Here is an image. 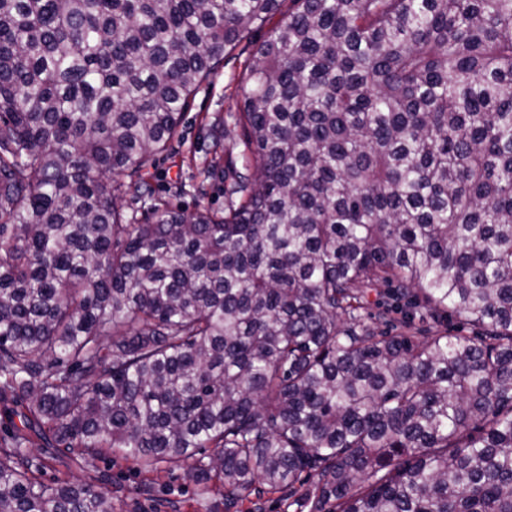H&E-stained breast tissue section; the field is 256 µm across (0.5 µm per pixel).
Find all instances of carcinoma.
I'll list each match as a JSON object with an SVG mask.
<instances>
[{
	"mask_svg": "<svg viewBox=\"0 0 512 512\" xmlns=\"http://www.w3.org/2000/svg\"><path fill=\"white\" fill-rule=\"evenodd\" d=\"M236 51L224 214L125 216ZM379 287L476 334L378 335ZM8 402L0 512H113L36 439L229 506L512 512V0H0Z\"/></svg>",
	"mask_w": 512,
	"mask_h": 512,
	"instance_id": "1",
	"label": "carcinoma"
}]
</instances>
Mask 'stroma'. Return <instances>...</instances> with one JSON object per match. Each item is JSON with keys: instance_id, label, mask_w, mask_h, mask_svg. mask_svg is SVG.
I'll return each instance as SVG.
<instances>
[{"instance_id": "obj_1", "label": "stroma", "mask_w": 512, "mask_h": 512, "mask_svg": "<svg viewBox=\"0 0 512 512\" xmlns=\"http://www.w3.org/2000/svg\"><path fill=\"white\" fill-rule=\"evenodd\" d=\"M241 70V60L229 61L189 99L182 118V139L173 142L168 154L148 171L146 180L152 190L173 207L189 212L203 206L215 211L224 208L222 175L205 180L201 172L214 158L211 123L215 116L224 119L225 144L233 159L241 157L232 117ZM27 458L44 483L70 475L93 490L107 493L114 512H310L303 496L319 481L317 475H307L296 489L278 492L259 485L228 511L222 492L193 481L185 470L165 463L149 472L132 461L103 456L82 459L63 448L37 446L29 448Z\"/></svg>"}]
</instances>
